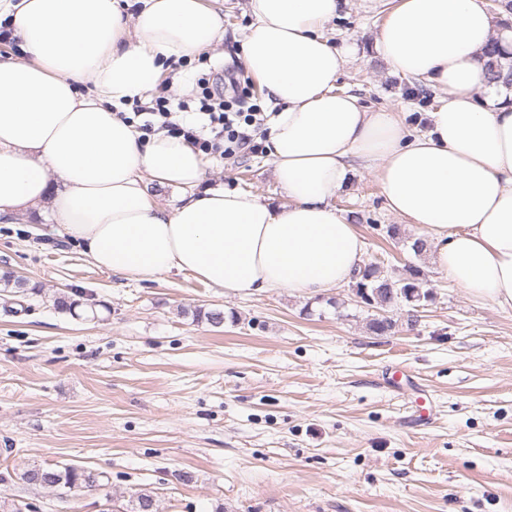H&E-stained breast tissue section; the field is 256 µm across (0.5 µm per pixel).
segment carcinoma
<instances>
[{
  "instance_id": "obj_1",
  "label": "carcinoma",
  "mask_w": 512,
  "mask_h": 512,
  "mask_svg": "<svg viewBox=\"0 0 512 512\" xmlns=\"http://www.w3.org/2000/svg\"><path fill=\"white\" fill-rule=\"evenodd\" d=\"M486 67L491 80L512 86V53L495 46L487 53ZM408 276L397 281L384 274L381 265L366 263L353 275L352 290L357 302L367 309H397L400 304L413 308L425 307L434 300L426 288L424 273L415 266L407 269ZM21 480L32 485H47L73 489L98 485V475L83 467L67 465L58 470L28 468L20 474ZM129 512H158L156 500L141 493L129 501Z\"/></svg>"
}]
</instances>
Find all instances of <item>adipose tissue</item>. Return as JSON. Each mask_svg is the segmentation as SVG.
Returning <instances> with one entry per match:
<instances>
[{"label": "adipose tissue", "mask_w": 512, "mask_h": 512, "mask_svg": "<svg viewBox=\"0 0 512 512\" xmlns=\"http://www.w3.org/2000/svg\"><path fill=\"white\" fill-rule=\"evenodd\" d=\"M348 0H249L245 67L281 107L265 141L287 201L205 184L183 136L122 114L224 35V0H0L24 59L0 54V221L48 206L98 268L134 280L192 273L230 293L320 296L365 253L331 200L375 168L387 209L432 243V263L472 298L512 313V89L490 81L486 0H392L374 51L440 94L410 132L337 82L356 46L323 31ZM178 193L155 201L150 186Z\"/></svg>", "instance_id": "adipose-tissue-1"}]
</instances>
